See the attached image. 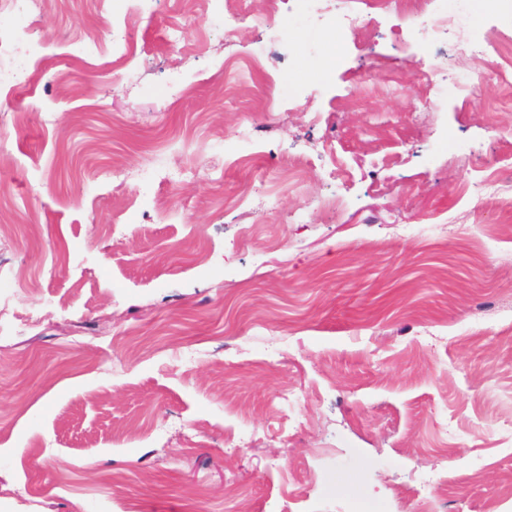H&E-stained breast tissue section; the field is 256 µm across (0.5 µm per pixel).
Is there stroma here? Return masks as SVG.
<instances>
[{"label": "stroma", "mask_w": 512, "mask_h": 512, "mask_svg": "<svg viewBox=\"0 0 512 512\" xmlns=\"http://www.w3.org/2000/svg\"><path fill=\"white\" fill-rule=\"evenodd\" d=\"M290 6L283 42L226 37L224 0H141L119 72L107 0L0 10V63L37 73L0 113V512H419L439 477L435 512H512V118L489 116L511 92L462 90L487 60L455 50L512 12L440 37L380 15L364 39L327 32L336 0ZM334 47L326 85L268 105ZM491 169L501 195H470ZM266 183L267 220L234 200Z\"/></svg>", "instance_id": "1"}]
</instances>
